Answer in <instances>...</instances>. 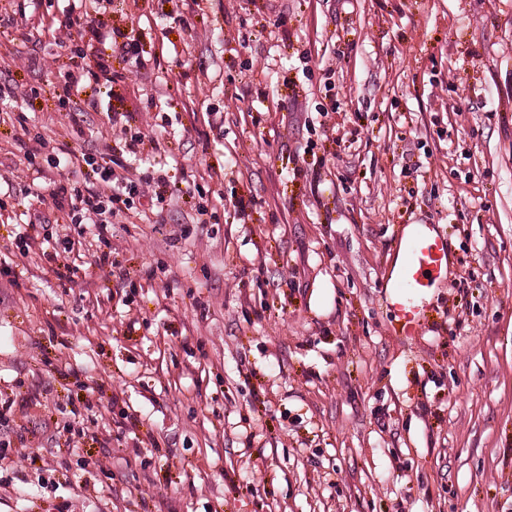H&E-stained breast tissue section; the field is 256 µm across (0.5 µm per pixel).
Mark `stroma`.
Here are the masks:
<instances>
[{"instance_id": "1", "label": "stroma", "mask_w": 512, "mask_h": 512, "mask_svg": "<svg viewBox=\"0 0 512 512\" xmlns=\"http://www.w3.org/2000/svg\"><path fill=\"white\" fill-rule=\"evenodd\" d=\"M0 110V512H512V0H0ZM25 133L145 217L98 245ZM407 224L448 238L411 336Z\"/></svg>"}]
</instances>
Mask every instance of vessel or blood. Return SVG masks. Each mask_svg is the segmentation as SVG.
<instances>
[{"label": "vessel or blood", "instance_id": "1", "mask_svg": "<svg viewBox=\"0 0 512 512\" xmlns=\"http://www.w3.org/2000/svg\"><path fill=\"white\" fill-rule=\"evenodd\" d=\"M398 249L403 261L391 282L390 305L398 313L401 335H413L425 320L421 306L430 288L448 276V240L436 225L404 226Z\"/></svg>", "mask_w": 512, "mask_h": 512}]
</instances>
